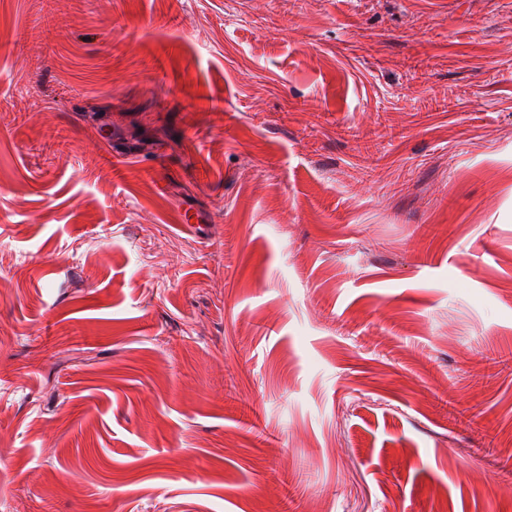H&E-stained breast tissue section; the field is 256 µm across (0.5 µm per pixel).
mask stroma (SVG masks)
I'll use <instances>...</instances> for the list:
<instances>
[{
  "label": "stroma",
  "instance_id": "35a3bbf8",
  "mask_svg": "<svg viewBox=\"0 0 512 512\" xmlns=\"http://www.w3.org/2000/svg\"><path fill=\"white\" fill-rule=\"evenodd\" d=\"M0 512H512V0H0Z\"/></svg>",
  "mask_w": 512,
  "mask_h": 512
}]
</instances>
